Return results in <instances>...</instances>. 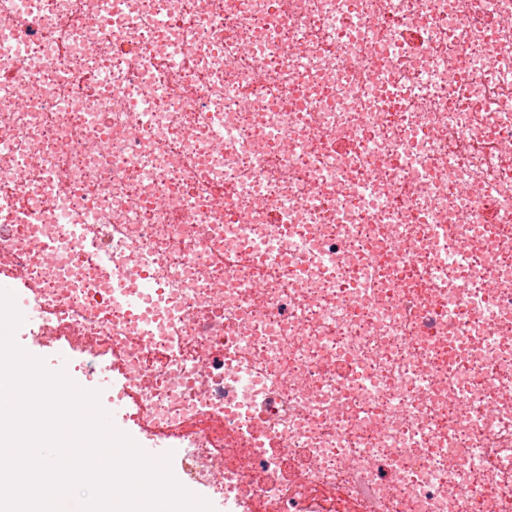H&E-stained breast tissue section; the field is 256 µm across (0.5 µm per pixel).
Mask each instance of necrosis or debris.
I'll return each mask as SVG.
<instances>
[{
  "label": "necrosis or debris",
  "mask_w": 512,
  "mask_h": 512,
  "mask_svg": "<svg viewBox=\"0 0 512 512\" xmlns=\"http://www.w3.org/2000/svg\"><path fill=\"white\" fill-rule=\"evenodd\" d=\"M0 272L224 512H512V0H0Z\"/></svg>",
  "instance_id": "obj_1"
}]
</instances>
